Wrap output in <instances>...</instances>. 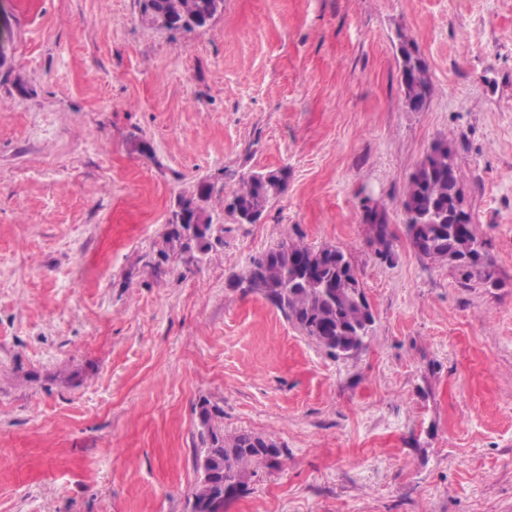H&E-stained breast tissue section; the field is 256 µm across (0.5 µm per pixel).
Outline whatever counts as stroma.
Returning <instances> with one entry per match:
<instances>
[{"mask_svg": "<svg viewBox=\"0 0 512 512\" xmlns=\"http://www.w3.org/2000/svg\"><path fill=\"white\" fill-rule=\"evenodd\" d=\"M442 136L494 285L406 234ZM246 167L288 174L257 224L224 217ZM205 178L221 242L155 274ZM286 234L348 254L363 350L326 355L237 286ZM204 397L285 450L224 512H512V0H224L191 32L137 0H0V512H190ZM412 46L414 45L411 41L405 39L402 41L401 86L402 82H404V95L406 102L411 106L410 108L417 109L425 102L430 87L426 68L415 54L408 50V47Z\"/></svg>", "mask_w": 512, "mask_h": 512, "instance_id": "stroma-1", "label": "stroma"}]
</instances>
